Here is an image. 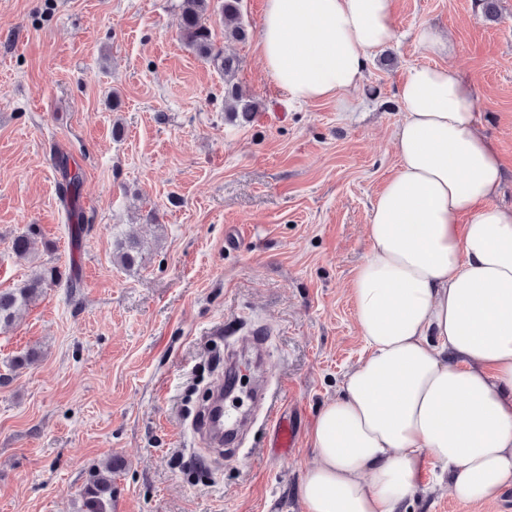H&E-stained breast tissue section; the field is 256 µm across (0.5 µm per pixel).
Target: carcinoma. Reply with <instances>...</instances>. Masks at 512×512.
Segmentation results:
<instances>
[{
  "label": "carcinoma",
  "instance_id": "obj_1",
  "mask_svg": "<svg viewBox=\"0 0 512 512\" xmlns=\"http://www.w3.org/2000/svg\"><path fill=\"white\" fill-rule=\"evenodd\" d=\"M210 0H182L180 40L199 57L213 60L224 72V112L230 120L248 122L258 111L259 103L243 92L235 82L240 61L234 56L222 54L216 49L213 33L209 24ZM221 20L224 25V38L244 41L249 31L242 19V0H221ZM61 176L64 181L62 190L78 198L81 187V175L71 172L62 165ZM39 229L31 224L25 233L15 237L12 250L20 258H27L31 244ZM141 245L133 237L120 238L115 244V258L126 268L138 264ZM63 280L59 268L42 264L32 267L27 279L15 288L0 290V329L9 327L15 320L16 312L26 305L42 288L49 283ZM83 512H112V462L95 467L88 472L82 492Z\"/></svg>",
  "mask_w": 512,
  "mask_h": 512
}]
</instances>
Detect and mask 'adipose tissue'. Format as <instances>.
<instances>
[{"instance_id":"ef3b65f1","label":"adipose tissue","mask_w":512,"mask_h":512,"mask_svg":"<svg viewBox=\"0 0 512 512\" xmlns=\"http://www.w3.org/2000/svg\"><path fill=\"white\" fill-rule=\"evenodd\" d=\"M394 35L393 0H265L258 47L293 102L342 101ZM475 96L449 63L400 87L399 170L349 288L363 355L317 415L306 512H402L429 460L461 502L512 489V207Z\"/></svg>"}]
</instances>
